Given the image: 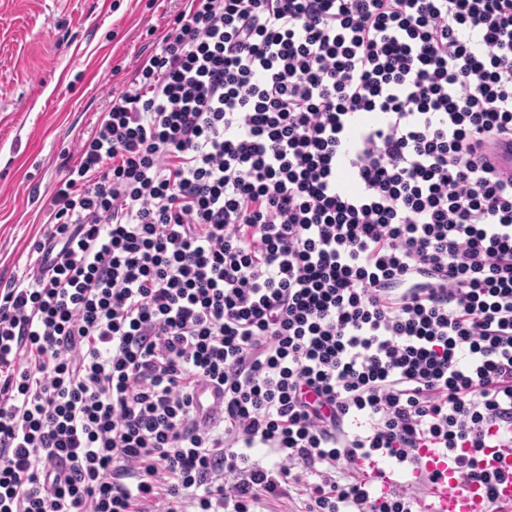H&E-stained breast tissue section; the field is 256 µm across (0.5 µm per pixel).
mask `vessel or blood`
Wrapping results in <instances>:
<instances>
[{"instance_id":"obj_1","label":"vessel or blood","mask_w":512,"mask_h":512,"mask_svg":"<svg viewBox=\"0 0 512 512\" xmlns=\"http://www.w3.org/2000/svg\"><path fill=\"white\" fill-rule=\"evenodd\" d=\"M488 159L500 177L511 178L512 139L497 141ZM419 454L425 468L439 475V483L427 506V512H484L483 495L478 488H471L465 494L458 492L459 470L456 456L439 448H423Z\"/></svg>"}]
</instances>
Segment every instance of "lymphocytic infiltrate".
Wrapping results in <instances>:
<instances>
[{
	"mask_svg": "<svg viewBox=\"0 0 512 512\" xmlns=\"http://www.w3.org/2000/svg\"><path fill=\"white\" fill-rule=\"evenodd\" d=\"M506 137L512 0H184L0 289V512H501ZM498 175L504 179L512 177V139H501L487 155ZM456 455H450L441 448H422L419 455L425 468L439 474V483L431 497H426V512H484L483 495L478 487L467 494L458 492L459 470ZM431 500V501H430Z\"/></svg>",
	"mask_w": 512,
	"mask_h": 512,
	"instance_id": "obj_1",
	"label": "lymphocytic infiltrate"
}]
</instances>
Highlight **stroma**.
<instances>
[{
  "mask_svg": "<svg viewBox=\"0 0 512 512\" xmlns=\"http://www.w3.org/2000/svg\"><path fill=\"white\" fill-rule=\"evenodd\" d=\"M172 0H0V285L29 266L43 206Z\"/></svg>",
  "mask_w": 512,
  "mask_h": 512,
  "instance_id": "obj_1",
  "label": "stroma"
}]
</instances>
